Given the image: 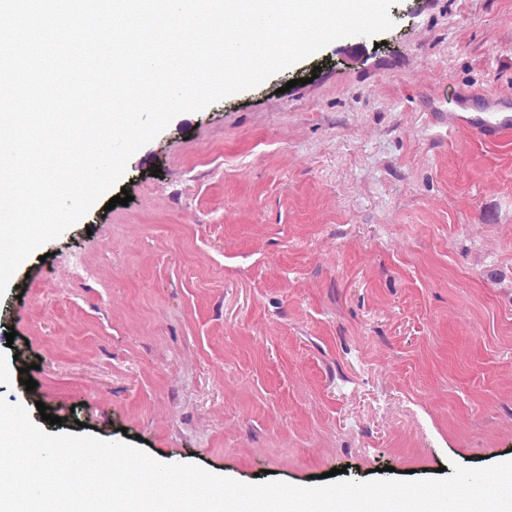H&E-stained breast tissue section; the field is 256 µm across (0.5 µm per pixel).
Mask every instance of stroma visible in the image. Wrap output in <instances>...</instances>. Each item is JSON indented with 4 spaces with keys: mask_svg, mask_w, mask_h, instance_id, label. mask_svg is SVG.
Instances as JSON below:
<instances>
[{
    "mask_svg": "<svg viewBox=\"0 0 512 512\" xmlns=\"http://www.w3.org/2000/svg\"><path fill=\"white\" fill-rule=\"evenodd\" d=\"M389 15L176 115L31 253L0 400L243 484L512 461V136L468 130L512 117V0Z\"/></svg>",
    "mask_w": 512,
    "mask_h": 512,
    "instance_id": "obj_1",
    "label": "stroma"
}]
</instances>
